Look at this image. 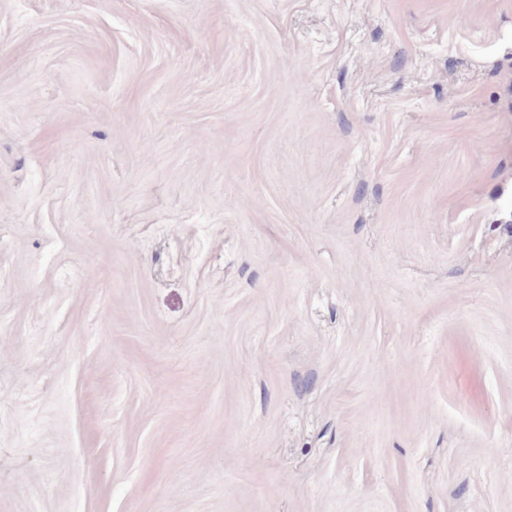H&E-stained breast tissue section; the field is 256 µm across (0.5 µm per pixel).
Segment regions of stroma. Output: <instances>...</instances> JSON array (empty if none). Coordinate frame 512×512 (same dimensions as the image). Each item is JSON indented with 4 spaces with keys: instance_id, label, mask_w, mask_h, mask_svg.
<instances>
[{
    "instance_id": "1",
    "label": "stroma",
    "mask_w": 512,
    "mask_h": 512,
    "mask_svg": "<svg viewBox=\"0 0 512 512\" xmlns=\"http://www.w3.org/2000/svg\"><path fill=\"white\" fill-rule=\"evenodd\" d=\"M0 512H512V0H0Z\"/></svg>"
}]
</instances>
